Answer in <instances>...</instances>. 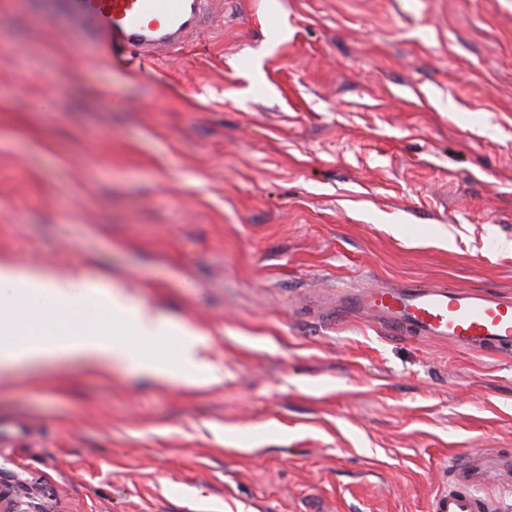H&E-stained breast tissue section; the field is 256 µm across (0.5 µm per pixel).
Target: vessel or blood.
Returning a JSON list of instances; mask_svg holds the SVG:
<instances>
[{"label":"vessel or blood","instance_id":"b4317fda","mask_svg":"<svg viewBox=\"0 0 512 512\" xmlns=\"http://www.w3.org/2000/svg\"><path fill=\"white\" fill-rule=\"evenodd\" d=\"M222 0H37L64 24L91 35L98 53L122 49L141 61L170 55L209 24ZM345 312L371 318L398 335L451 341L456 346L512 351V296L480 290L364 288L340 301ZM512 488V454L471 449L455 469L453 486L443 489L434 512H484L482 492L489 476Z\"/></svg>","mask_w":512,"mask_h":512}]
</instances>
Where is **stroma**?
Masks as SVG:
<instances>
[{"label": "stroma", "instance_id": "1", "mask_svg": "<svg viewBox=\"0 0 512 512\" xmlns=\"http://www.w3.org/2000/svg\"><path fill=\"white\" fill-rule=\"evenodd\" d=\"M193 323L221 383L0 385L33 512H433L512 453V354L408 339L332 291L512 296V0H224L155 63L0 0V257ZM497 476L512 488L510 453L495 448H473L455 469L454 484L443 489L434 502V512H481L486 509L482 492L489 476Z\"/></svg>", "mask_w": 512, "mask_h": 512}]
</instances>
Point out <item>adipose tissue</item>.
<instances>
[{
	"label": "adipose tissue",
	"instance_id": "adipose-tissue-1",
	"mask_svg": "<svg viewBox=\"0 0 512 512\" xmlns=\"http://www.w3.org/2000/svg\"><path fill=\"white\" fill-rule=\"evenodd\" d=\"M120 279V274L107 271L90 283L77 272L30 269L1 258L0 376L18 367L37 372L52 361L77 362L90 371L131 369L185 387L220 382V373L203 355L200 330L131 301L120 289ZM49 309L61 312V319L46 320ZM74 314L100 316L105 323L86 329L71 322ZM111 320L126 329V336L112 334L107 327ZM132 335L141 340V347L129 343ZM165 339L176 347V362L150 357L145 351L147 344Z\"/></svg>",
	"mask_w": 512,
	"mask_h": 512
}]
</instances>
